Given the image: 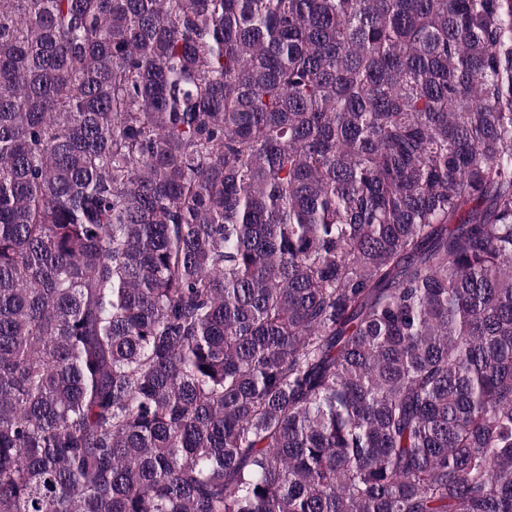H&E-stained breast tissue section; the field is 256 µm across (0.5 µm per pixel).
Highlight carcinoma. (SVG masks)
Masks as SVG:
<instances>
[{
  "label": "carcinoma",
  "instance_id": "carcinoma-1",
  "mask_svg": "<svg viewBox=\"0 0 512 512\" xmlns=\"http://www.w3.org/2000/svg\"><path fill=\"white\" fill-rule=\"evenodd\" d=\"M0 512H512V0H0Z\"/></svg>",
  "mask_w": 512,
  "mask_h": 512
}]
</instances>
